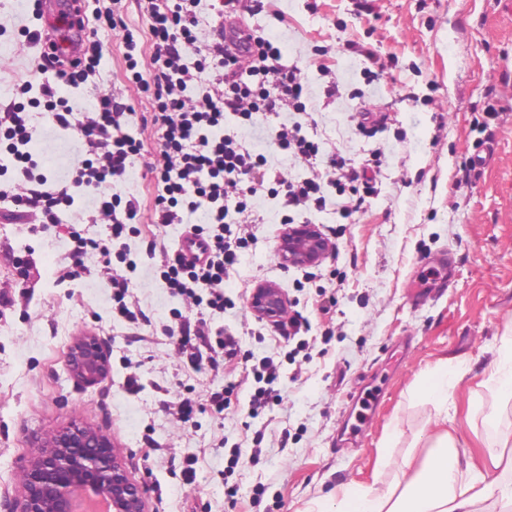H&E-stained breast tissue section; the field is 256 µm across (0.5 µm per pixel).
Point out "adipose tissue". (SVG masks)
Listing matches in <instances>:
<instances>
[{
	"instance_id": "1",
	"label": "adipose tissue",
	"mask_w": 512,
	"mask_h": 512,
	"mask_svg": "<svg viewBox=\"0 0 512 512\" xmlns=\"http://www.w3.org/2000/svg\"><path fill=\"white\" fill-rule=\"evenodd\" d=\"M460 380L459 372L441 363L420 384V394L436 407L440 421L448 419V400ZM427 444L430 451L420 465L404 460L398 498L374 486L346 484L336 489L335 510L322 506L318 512H480L482 502L488 503L487 512H512V480L504 478L512 473V456L502 453L511 442L488 446L489 463L483 467L471 455H449L454 445L449 432L428 436Z\"/></svg>"
}]
</instances>
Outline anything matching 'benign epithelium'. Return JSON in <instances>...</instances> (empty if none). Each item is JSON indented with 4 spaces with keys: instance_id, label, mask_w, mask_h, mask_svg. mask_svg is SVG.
<instances>
[{
    "instance_id": "benign-epithelium-1",
    "label": "benign epithelium",
    "mask_w": 512,
    "mask_h": 512,
    "mask_svg": "<svg viewBox=\"0 0 512 512\" xmlns=\"http://www.w3.org/2000/svg\"><path fill=\"white\" fill-rule=\"evenodd\" d=\"M332 251V244L315 224H287L282 230L277 256L285 266H316ZM287 305L282 289L269 283L256 286L251 307L261 318L278 319ZM68 364L72 375L91 386L108 372L107 351L93 336L72 343ZM24 491L12 512H70L75 488L89 487L105 494L112 512H145V489L134 483L120 463L110 440L94 428L73 422L47 437L36 451L19 460Z\"/></svg>"
}]
</instances>
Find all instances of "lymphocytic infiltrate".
Listing matches in <instances>:
<instances>
[{
    "mask_svg": "<svg viewBox=\"0 0 512 512\" xmlns=\"http://www.w3.org/2000/svg\"><path fill=\"white\" fill-rule=\"evenodd\" d=\"M123 0L96 9V19L112 30L117 46L124 49L128 80L139 90L150 93L152 110L148 119L160 134V143L150 172L154 178L155 197L152 223L165 226L184 224L189 216L204 212L206 221L191 226L196 236L209 247L207 261L200 265L184 262L178 253H164L160 278L172 294L192 298L195 305H206L211 313L224 310V277L246 247L253 234L240 216L247 212L249 199L258 186L268 188L279 198L287 214L284 223H293L294 213L323 209L324 186L338 194L371 193L368 169L381 168L382 154L371 150L365 166L358 167L334 153L329 157L330 177L314 172L312 176L286 182L267 179L264 159L251 152L237 134L224 130L226 117H235L238 125L255 124L258 115H272L288 109L306 114L303 74L297 64L282 61L281 51L256 30L241 31L227 40L225 31L207 50H199L194 29L198 24L197 0H140L150 35V62L142 64L137 40L122 17ZM103 46L87 40L84 55L75 62L54 70L48 60H41L42 71L54 72L56 78L77 85L95 75ZM210 75L214 87L195 106H186L184 92L188 85ZM21 100L0 111V147L11 157L14 179L0 184V198H8L14 213L34 216L43 229L59 227L60 208L74 202L73 189H89L95 212L106 220L108 240L89 236L87 231L68 227L74 247L73 265L65 277L77 278V263L90 250L104 259L125 263L127 275H113L110 286L118 314L130 323L144 319L142 310L131 309L130 271L137 264L125 253H113L111 241L136 233L133 221L140 203L136 197L109 194L113 180L125 178L129 168L141 156L143 144L125 131L130 104L103 95L96 111H75L67 101L56 98L51 83L33 87L25 81L17 85ZM45 111L52 126L74 131L85 154L71 177L52 179L41 172L40 162L29 146L39 130L33 110ZM177 331L189 366L197 372L219 369L222 359L238 352L234 337H212L206 319L179 318Z\"/></svg>",
    "mask_w": 512,
    "mask_h": 512,
    "instance_id": "f902f5d3",
    "label": "lymphocytic infiltrate"
}]
</instances>
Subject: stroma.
Returning a JSON list of instances; mask_svg holds the SVG:
<instances>
[{
    "label": "stroma",
    "instance_id": "35a3bbf8",
    "mask_svg": "<svg viewBox=\"0 0 512 512\" xmlns=\"http://www.w3.org/2000/svg\"><path fill=\"white\" fill-rule=\"evenodd\" d=\"M245 24L261 29L282 50L284 62L304 72L307 132L323 148L327 170L338 152L359 164L369 150L386 163L375 190L345 211L347 197L325 187L323 210L310 223L328 230L333 249L312 271L283 267L276 256L283 229L279 200L258 188L248 214L255 238L224 280L223 314L211 330L236 336L241 352L231 365L195 377L178 337L165 333L175 313L196 318L191 299L160 281L159 258L145 254L157 238L174 248L182 227L150 221L154 197L147 168L158 135L143 126L150 96L126 78L122 51L109 28L89 20L103 45L94 84L60 86L76 111L89 112L109 93L135 108L127 133L144 150L129 183L113 193L137 197L141 236L127 244L138 256L133 292L149 323L134 326L112 313V274L85 255L78 278L63 279L72 242L38 223L0 221V512L21 495L20 458L40 437L79 420L113 444L129 478L146 489V512H313L337 485H377L401 493L405 456L422 460L420 434L437 429L435 407L419 399L426 371L448 362L462 380L448 403L447 428L458 451L480 457L486 442L512 435V401L487 386L488 367L503 336L512 335V0H262ZM34 0H0V109L14 84L39 82V49L22 30H41ZM374 56L366 58L362 48ZM335 95H328L329 85ZM389 116L386 130L367 138L358 123L365 110ZM282 111L240 129L239 138L265 156L267 176L298 180L306 163L278 149L276 133L292 124ZM490 156L464 175L479 147ZM32 150L49 176H64L82 154L73 133L44 126ZM448 253L455 277L447 292L420 305L407 285L431 270L427 257ZM31 266L20 281L16 259ZM261 283L277 285L310 322L309 351L262 330L250 306ZM89 331L110 355V371L88 387L68 371L71 339ZM281 364L282 402L251 415L250 373L264 358ZM137 375L139 393L126 379ZM237 383V396L215 414L207 390ZM365 385L380 396L362 411L352 395ZM190 396L194 412L183 421L175 407ZM263 431V452L253 438ZM196 456V480L183 469ZM236 498H228L226 486Z\"/></svg>",
    "mask_w": 512,
    "mask_h": 512
}]
</instances>
